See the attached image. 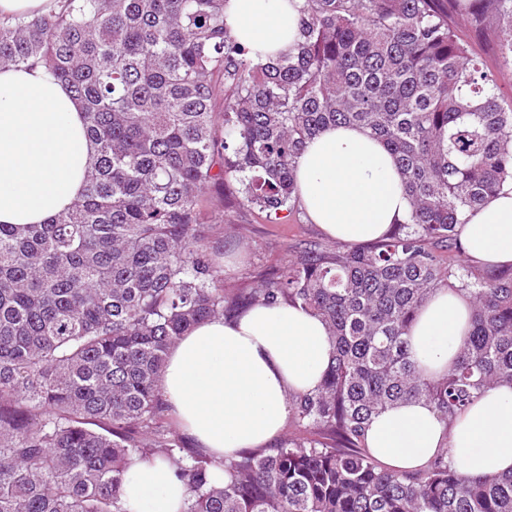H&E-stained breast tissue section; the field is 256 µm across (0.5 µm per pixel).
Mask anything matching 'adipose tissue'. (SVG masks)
<instances>
[{
	"mask_svg": "<svg viewBox=\"0 0 512 512\" xmlns=\"http://www.w3.org/2000/svg\"><path fill=\"white\" fill-rule=\"evenodd\" d=\"M302 0H227L224 21L252 52L293 51ZM94 153L82 104L42 68L0 70V224H42L77 199ZM308 219L339 245L381 240L406 222L410 204L386 146L362 129L330 127L306 146L295 166ZM461 253L488 268L512 266V186L472 212L459 230ZM471 329L468 297L436 290L409 328L410 351L424 377L441 378ZM324 322L301 307L255 305L231 320L203 321L170 349L160 387L180 431L213 460L268 448L283 434L294 393H311L328 368ZM366 445L387 467H423L440 448L463 473L512 472V387L489 390L453 421L423 400L373 416ZM186 490L174 467L134 461L122 486L127 512H183Z\"/></svg>",
	"mask_w": 512,
	"mask_h": 512,
	"instance_id": "1",
	"label": "adipose tissue"
}]
</instances>
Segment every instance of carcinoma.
I'll list each match as a JSON object with an SVG mask.
<instances>
[{
    "label": "carcinoma",
    "instance_id": "cac0c4a2",
    "mask_svg": "<svg viewBox=\"0 0 512 512\" xmlns=\"http://www.w3.org/2000/svg\"><path fill=\"white\" fill-rule=\"evenodd\" d=\"M226 0H59L0 20V69L42 67L84 104L96 156L73 206L0 224V512H126L138 457L169 461L187 512H512V473L474 478L441 449L383 466L370 418L425 400L447 421L512 386V273L444 266L467 214L512 184V104L451 15L512 67V0H304L294 52L267 63L224 24ZM223 96V110L216 100ZM380 138L411 211L370 246L304 248L241 296L211 257L203 202L228 179L271 221L330 126ZM471 300V332L437 380L407 333L437 288ZM285 301L324 321L332 362L291 397L296 426L224 464L172 437L159 380L196 323Z\"/></svg>",
    "mask_w": 512,
    "mask_h": 512
}]
</instances>
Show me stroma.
I'll return each mask as SVG.
<instances>
[{
    "label": "stroma",
    "instance_id": "1",
    "mask_svg": "<svg viewBox=\"0 0 512 512\" xmlns=\"http://www.w3.org/2000/svg\"><path fill=\"white\" fill-rule=\"evenodd\" d=\"M457 29L484 69L496 78L504 102H512V69L501 65L491 38L476 34L462 22ZM238 189L236 181H227L223 190L212 192L207 204L209 211H222L234 217L233 223L214 225L212 233L213 241L218 244L213 252L216 262H223L228 255L238 258L235 269L225 274V287L229 292H249L263 279L281 273L308 244L331 247V240L306 219L302 209H295L287 218L274 223L258 210H238Z\"/></svg>",
    "mask_w": 512,
    "mask_h": 512
}]
</instances>
